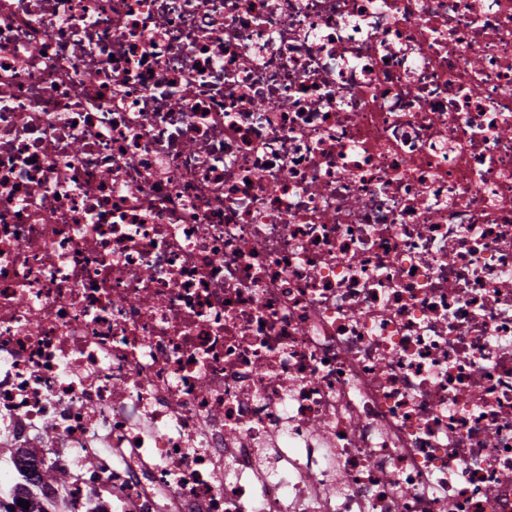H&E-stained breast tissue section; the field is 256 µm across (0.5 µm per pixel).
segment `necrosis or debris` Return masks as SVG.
<instances>
[{
    "label": "necrosis or debris",
    "mask_w": 512,
    "mask_h": 512,
    "mask_svg": "<svg viewBox=\"0 0 512 512\" xmlns=\"http://www.w3.org/2000/svg\"><path fill=\"white\" fill-rule=\"evenodd\" d=\"M0 447L65 512H512V0H0Z\"/></svg>",
    "instance_id": "obj_1"
}]
</instances>
